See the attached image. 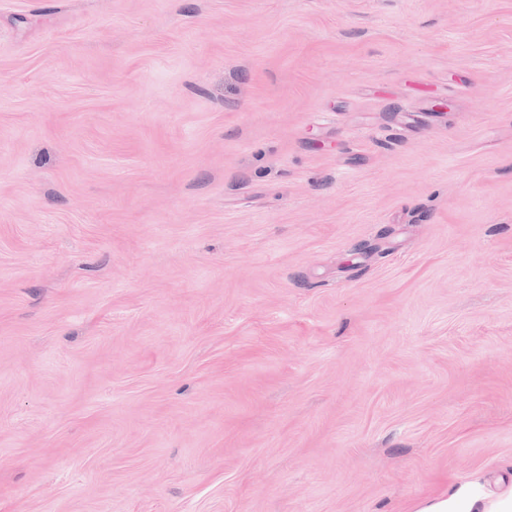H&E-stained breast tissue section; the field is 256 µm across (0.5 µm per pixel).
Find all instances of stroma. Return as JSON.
Masks as SVG:
<instances>
[{
  "label": "stroma",
  "instance_id": "obj_1",
  "mask_svg": "<svg viewBox=\"0 0 512 512\" xmlns=\"http://www.w3.org/2000/svg\"><path fill=\"white\" fill-rule=\"evenodd\" d=\"M472 481L512 489V0H0V512Z\"/></svg>",
  "mask_w": 512,
  "mask_h": 512
}]
</instances>
